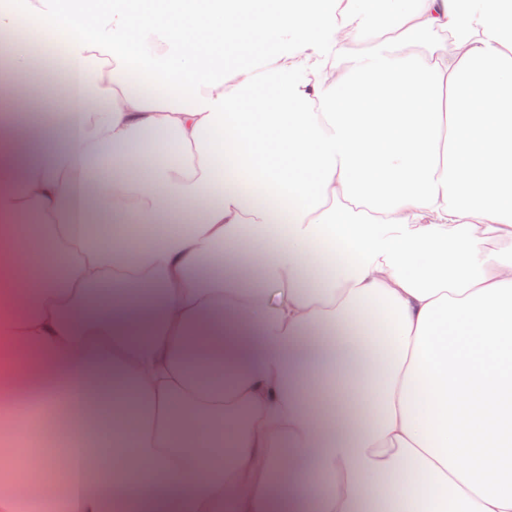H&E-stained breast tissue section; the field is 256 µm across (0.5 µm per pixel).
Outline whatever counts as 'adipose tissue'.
Instances as JSON below:
<instances>
[{
    "label": "adipose tissue",
    "mask_w": 512,
    "mask_h": 512,
    "mask_svg": "<svg viewBox=\"0 0 512 512\" xmlns=\"http://www.w3.org/2000/svg\"><path fill=\"white\" fill-rule=\"evenodd\" d=\"M157 2L0 6V512H512V0Z\"/></svg>",
    "instance_id": "ef3b65f1"
}]
</instances>
